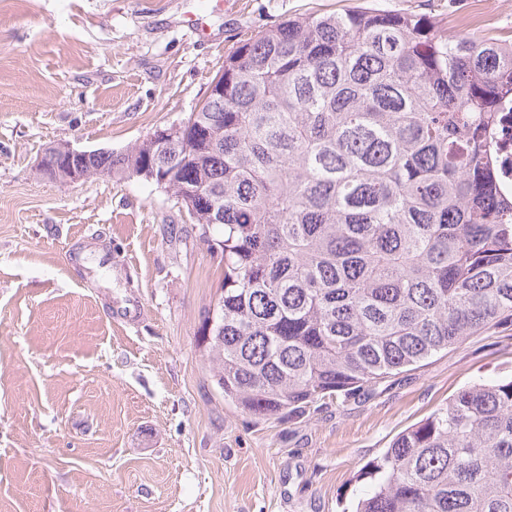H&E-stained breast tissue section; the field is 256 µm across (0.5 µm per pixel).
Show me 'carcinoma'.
Instances as JSON below:
<instances>
[{"label": "carcinoma", "instance_id": "obj_1", "mask_svg": "<svg viewBox=\"0 0 512 512\" xmlns=\"http://www.w3.org/2000/svg\"><path fill=\"white\" fill-rule=\"evenodd\" d=\"M220 71L183 156L146 138L68 166H152L220 251L198 344L224 400L300 417L512 319V41L360 6L246 35ZM366 474L352 512H512V377L459 389ZM512 104L499 112V122L495 130L498 146V169L500 182L508 190L512 189Z\"/></svg>", "mask_w": 512, "mask_h": 512}]
</instances>
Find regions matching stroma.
Masks as SVG:
<instances>
[{"instance_id": "1", "label": "stroma", "mask_w": 512, "mask_h": 512, "mask_svg": "<svg viewBox=\"0 0 512 512\" xmlns=\"http://www.w3.org/2000/svg\"><path fill=\"white\" fill-rule=\"evenodd\" d=\"M362 0H0V512H344L360 470L460 388L512 375V322L282 422L225 401L197 336L224 263L160 187L63 185L180 123L225 53ZM374 0L512 38V0Z\"/></svg>"}]
</instances>
